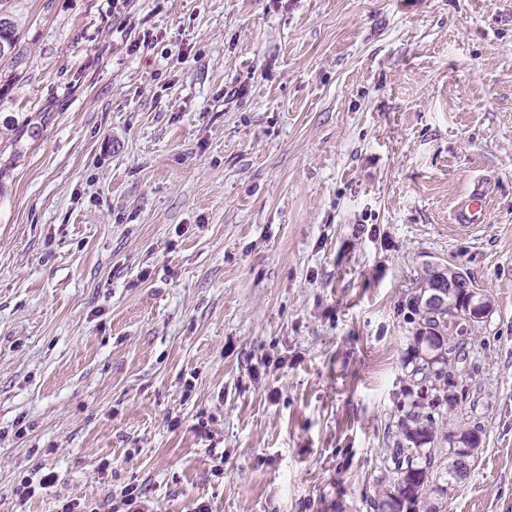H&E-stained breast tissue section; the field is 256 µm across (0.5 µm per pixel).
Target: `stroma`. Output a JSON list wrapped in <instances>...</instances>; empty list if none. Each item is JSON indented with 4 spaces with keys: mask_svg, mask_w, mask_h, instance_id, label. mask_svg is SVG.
I'll use <instances>...</instances> for the list:
<instances>
[{
    "mask_svg": "<svg viewBox=\"0 0 512 512\" xmlns=\"http://www.w3.org/2000/svg\"><path fill=\"white\" fill-rule=\"evenodd\" d=\"M11 9L0 512H370L437 265L488 308L446 427L481 452L429 502L512 512V0ZM456 216L458 223L465 227L482 224L486 216V199L483 194L476 192L471 196L460 206ZM122 512H151L146 500H143L139 488L133 484L126 485L121 491Z\"/></svg>",
    "mask_w": 512,
    "mask_h": 512,
    "instance_id": "obj_1",
    "label": "stroma"
}]
</instances>
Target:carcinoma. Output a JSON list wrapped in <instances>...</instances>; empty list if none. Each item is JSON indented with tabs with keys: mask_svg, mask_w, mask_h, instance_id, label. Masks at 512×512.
Wrapping results in <instances>:
<instances>
[{
	"mask_svg": "<svg viewBox=\"0 0 512 512\" xmlns=\"http://www.w3.org/2000/svg\"><path fill=\"white\" fill-rule=\"evenodd\" d=\"M9 0H0V13L10 18V26L0 29V60L12 56L18 41L19 27L8 10ZM428 286L419 288L411 307L419 316L417 341L423 344L419 361L409 372V385L404 395L407 408L399 417V438L389 449L386 461L390 464L393 482L370 498V512H436L428 504L434 487L447 494L464 481L471 467H456V435L444 436L448 443V465L439 460L438 426L448 423L458 402L469 392L471 372L463 367L466 354L456 337L467 333L473 319L465 315V300L452 295L448 306L431 308L423 298Z\"/></svg>",
	"mask_w": 512,
	"mask_h": 512,
	"instance_id": "cac0c4a2",
	"label": "carcinoma"
}]
</instances>
